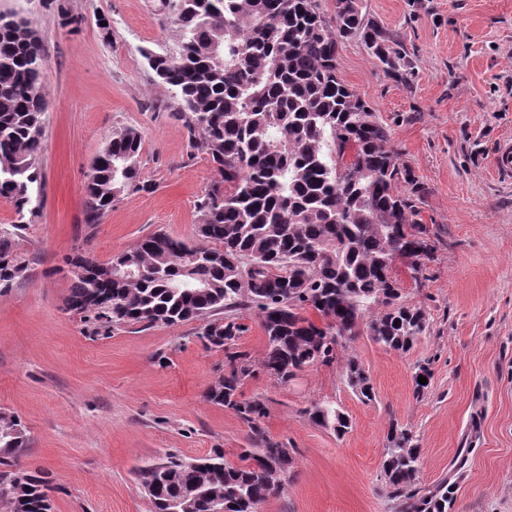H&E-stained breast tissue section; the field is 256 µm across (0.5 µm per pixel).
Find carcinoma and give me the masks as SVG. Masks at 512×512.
Masks as SVG:
<instances>
[{
    "label": "carcinoma",
    "mask_w": 512,
    "mask_h": 512,
    "mask_svg": "<svg viewBox=\"0 0 512 512\" xmlns=\"http://www.w3.org/2000/svg\"><path fill=\"white\" fill-rule=\"evenodd\" d=\"M182 31L177 56L146 50L156 78L175 88L172 121L187 133L191 155L204 154L218 178L197 200L199 237L188 244L157 232L101 262L86 247L67 264L65 309L95 330L202 321L208 348L224 350V373L205 393L248 424L260 448H246L242 465L215 448L204 458L170 456L140 473L152 512H255L276 495L293 458L260 426L266 407L242 398L254 376L236 342L245 315L260 318L266 338L264 372L285 382L311 364L338 361L342 336L364 331L387 350L405 354L429 329L426 312L401 300L394 273L430 237L420 224L424 187L400 162L387 126L368 102L337 76L339 50L362 43L374 65L408 85L412 58L396 36L363 11V0H335L333 13L318 0H176ZM47 48L31 22L15 18L0 29V198L15 221L0 226V292L24 276L16 252L26 226L40 213L34 188L45 136L49 93L43 80ZM142 136L125 128L109 140L86 176L83 224L92 228L121 196L146 190L140 181ZM133 268V278H117ZM320 322H314L309 313ZM348 386L364 402L375 392L361 364L346 359ZM307 413L340 436L349 419L334 402ZM382 472L397 512H448L444 480L417 484L421 450L412 432L391 424ZM27 446L21 421L0 413V503L9 512H52L54 487L45 473L18 467Z\"/></svg>",
    "instance_id": "1"
}]
</instances>
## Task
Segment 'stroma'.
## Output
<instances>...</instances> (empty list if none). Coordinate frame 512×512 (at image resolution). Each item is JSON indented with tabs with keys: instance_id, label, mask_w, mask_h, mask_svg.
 Masks as SVG:
<instances>
[{
	"instance_id": "stroma-1",
	"label": "stroma",
	"mask_w": 512,
	"mask_h": 512,
	"mask_svg": "<svg viewBox=\"0 0 512 512\" xmlns=\"http://www.w3.org/2000/svg\"><path fill=\"white\" fill-rule=\"evenodd\" d=\"M83 21L61 24L51 0H0L31 21L48 52L50 95L39 155L40 216L17 243L26 278L0 292V412L26 429L23 467L55 488L52 512H150L140 469L169 455L212 449L239 464L251 432L205 392L224 353L197 338L198 322L96 333L65 311L66 260L89 247L109 260L163 231L198 239L195 203L215 179L205 155H190L177 103L142 56L177 55L181 30L161 0H65ZM369 16L397 34L415 63L411 85L379 71L363 45L345 42L338 76L370 103L402 161L426 193L419 223L435 242L419 275L394 272L404 301L429 329L405 354L360 334L343 357L369 375L361 402L341 364H313L287 383L257 373L244 398L265 402L267 437L293 449V465L261 512H395L381 472L390 423L421 449L420 487H453L452 512H512V177L493 159L512 141V0H364ZM111 24L103 40L98 17ZM142 135L143 191L121 197L101 224L82 222L85 175L112 133ZM429 366L423 395L414 375ZM348 416L344 436L315 424L312 403ZM469 447L464 469L455 459Z\"/></svg>"
}]
</instances>
